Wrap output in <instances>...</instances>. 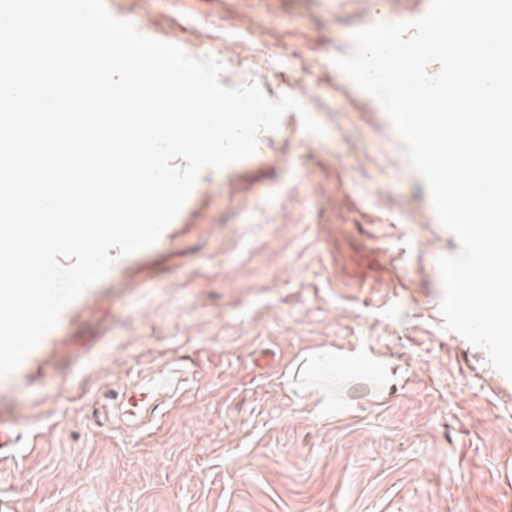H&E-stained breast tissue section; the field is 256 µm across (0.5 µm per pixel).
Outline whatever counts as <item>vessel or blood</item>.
Here are the masks:
<instances>
[{
	"instance_id": "1",
	"label": "vessel or blood",
	"mask_w": 512,
	"mask_h": 512,
	"mask_svg": "<svg viewBox=\"0 0 512 512\" xmlns=\"http://www.w3.org/2000/svg\"><path fill=\"white\" fill-rule=\"evenodd\" d=\"M197 364L184 357L166 370L124 386L118 415L129 436H142L159 428L172 407L190 390ZM23 440V425L12 418H0V461L15 457Z\"/></svg>"
}]
</instances>
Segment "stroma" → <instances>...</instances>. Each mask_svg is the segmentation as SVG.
Instances as JSON below:
<instances>
[{"label": "stroma", "mask_w": 512, "mask_h": 512, "mask_svg": "<svg viewBox=\"0 0 512 512\" xmlns=\"http://www.w3.org/2000/svg\"><path fill=\"white\" fill-rule=\"evenodd\" d=\"M135 29L217 60L228 88L294 97L256 152L204 171L152 245L109 274L0 378L24 424L0 462L8 512H512V380L444 328L438 266L460 249L380 102L339 75L340 46L428 0H103ZM303 111V112H304ZM324 348L365 349L390 380L342 371L336 414L287 387ZM280 364L264 372L254 354ZM199 369L166 425L110 418L128 378Z\"/></svg>", "instance_id": "35a3bbf8"}]
</instances>
